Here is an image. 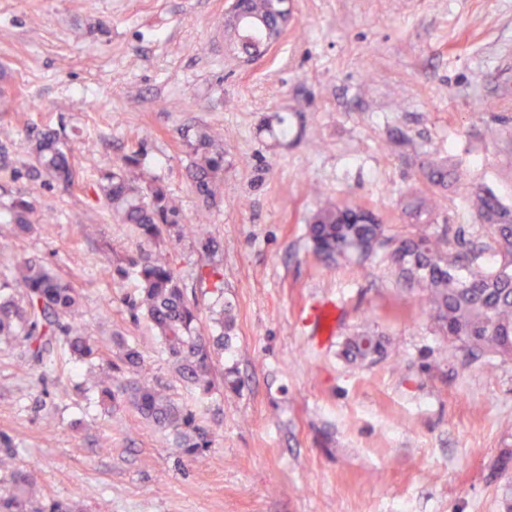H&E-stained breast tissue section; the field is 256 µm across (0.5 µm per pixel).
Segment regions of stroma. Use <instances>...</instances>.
I'll list each match as a JSON object with an SVG mask.
<instances>
[{"instance_id":"1","label":"stroma","mask_w":512,"mask_h":512,"mask_svg":"<svg viewBox=\"0 0 512 512\" xmlns=\"http://www.w3.org/2000/svg\"><path fill=\"white\" fill-rule=\"evenodd\" d=\"M294 21L256 63L224 31L225 0H0V280L23 257L81 292L87 330L105 350L121 338L151 376L192 402L149 323L125 305L137 282L106 273L111 245L136 239L98 202L101 170L144 145V164L187 223L200 201L188 140L221 133L224 185L210 208L223 241L224 292L198 278L182 244L172 258L204 307L232 302L236 336L219 357L240 391L208 402L218 418L204 460L182 456L132 408L105 416L76 386L85 365H31L0 340V432L46 494L85 512H512V361L460 352L439 333L421 289L391 268L388 249L364 266L317 259L308 219L326 200L371 209L392 237L496 243L454 185L432 186L431 161L459 164L512 206V0H288ZM76 148L84 185L30 173L40 130ZM435 195L430 222L405 211ZM24 196L50 216L19 233L9 205ZM331 302L317 339L306 315ZM370 329L386 356L356 365L345 339Z\"/></svg>"}]
</instances>
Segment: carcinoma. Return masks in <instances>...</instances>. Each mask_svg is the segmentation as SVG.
<instances>
[{
    "label": "carcinoma",
    "mask_w": 512,
    "mask_h": 512,
    "mask_svg": "<svg viewBox=\"0 0 512 512\" xmlns=\"http://www.w3.org/2000/svg\"><path fill=\"white\" fill-rule=\"evenodd\" d=\"M280 0H242L249 15L248 27L233 35L240 47L258 55L266 51L264 25L274 21ZM188 178L205 206H210L224 185V150L208 131L202 130L188 143ZM141 152L134 149L121 163L100 172L96 197L113 217L133 227L143 247L113 256L109 272L114 280L133 274L138 295L128 300L133 314L141 313L161 338L164 351L178 379L201 397L225 387L234 390L238 379L232 369L218 372L216 355L235 335L231 306L214 319L220 332L204 335L201 305L188 295L182 277L172 265L169 249L187 241L213 256L222 250L204 224L184 223L176 200L159 178L141 167ZM32 175L44 177L65 188L80 185L75 149L55 129H46L33 148ZM433 185L448 181L463 189L481 221L487 224L497 244L499 261L490 270L473 269L480 254L459 244L451 255L445 240L429 235L397 242L390 254L399 277L411 288H421L441 333L470 351L512 360V208L491 190L464 183L457 167L433 164L426 173ZM436 209L424 195L410 205L416 219L431 216ZM13 223L22 232L47 220L36 206L19 195L12 199ZM313 253L333 260L353 254L363 263L389 244L384 226L376 216L361 209L329 201L309 220ZM80 292L56 269L36 258L18 261L10 279L0 284V337H22L34 365H47L62 353L85 363L89 369L106 368L104 377H92L96 403L112 413L130 406L166 432L180 453L203 460L215 440V429L192 407L173 400L165 388L149 378L141 351L121 341L107 356L98 342L80 325ZM351 362L373 363L386 354L381 336L361 331L348 337L343 348ZM0 512H83L70 499H48L33 471L17 467L0 477Z\"/></svg>",
    "instance_id": "obj_1"
}]
</instances>
